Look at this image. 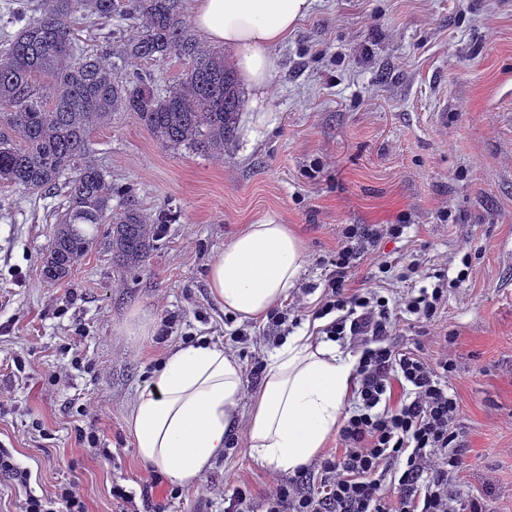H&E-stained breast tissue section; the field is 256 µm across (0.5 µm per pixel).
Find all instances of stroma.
Returning <instances> with one entry per match:
<instances>
[{"label": "stroma", "instance_id": "stroma-1", "mask_svg": "<svg viewBox=\"0 0 512 512\" xmlns=\"http://www.w3.org/2000/svg\"><path fill=\"white\" fill-rule=\"evenodd\" d=\"M273 54L272 123L250 131L238 118L223 157L163 147L125 112L92 130L108 181L148 215L173 217L139 268L100 248L66 282L43 280L66 192L0 186V451L30 470L32 490L71 484L87 512H119L113 486L152 475L129 426L137 388L171 346H226L236 328L207 285L225 245L264 218L288 225L304 243L298 284L312 306L345 227L401 224L347 284L364 287L388 258L385 286L400 295L447 273L440 316L402 321L392 343L430 360L447 351L463 496L512 512V0H316ZM85 431L112 458L94 455ZM230 441L197 485L156 476L150 502L225 512L232 477L261 512L275 475L251 457L245 426Z\"/></svg>", "mask_w": 512, "mask_h": 512}]
</instances>
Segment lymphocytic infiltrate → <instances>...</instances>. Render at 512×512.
Instances as JSON below:
<instances>
[{
    "label": "lymphocytic infiltrate",
    "mask_w": 512,
    "mask_h": 512,
    "mask_svg": "<svg viewBox=\"0 0 512 512\" xmlns=\"http://www.w3.org/2000/svg\"><path fill=\"white\" fill-rule=\"evenodd\" d=\"M403 232L400 224L343 232L336 270L312 316L322 321L323 334L356 346L357 406L343 417L336 453L273 483L264 497L265 512H484L479 500H463L458 484L460 405L447 382L453 364L444 355L429 362L389 341L401 314L431 321L441 313L447 280L437 276L430 286L397 300L378 288L346 286L348 270L365 249ZM396 384L406 388L407 397L394 407ZM314 474L319 484L312 487L308 478ZM388 484L398 486L396 497L386 496Z\"/></svg>",
    "instance_id": "obj_1"
}]
</instances>
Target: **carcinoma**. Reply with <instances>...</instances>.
<instances>
[{"label":"carcinoma","instance_id":"carcinoma-1","mask_svg":"<svg viewBox=\"0 0 512 512\" xmlns=\"http://www.w3.org/2000/svg\"><path fill=\"white\" fill-rule=\"evenodd\" d=\"M184 0H43L30 8L16 0L9 24H21L0 53V185L50 193L66 188L51 245L41 257L48 282L67 280L76 263L101 246L122 267L141 265L154 248L164 211L150 218L129 191L115 192L92 161L93 128L116 112H130L164 147L184 146L214 155L234 139L245 104L236 71L224 51L192 35ZM117 20L96 51L82 49L76 17ZM143 25L127 35L120 22ZM187 58L180 81L161 88L116 61ZM122 196L112 209L113 194ZM109 225L105 236L100 226Z\"/></svg>","mask_w":512,"mask_h":512}]
</instances>
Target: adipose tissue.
Here are the masks:
<instances>
[{
  "mask_svg": "<svg viewBox=\"0 0 512 512\" xmlns=\"http://www.w3.org/2000/svg\"><path fill=\"white\" fill-rule=\"evenodd\" d=\"M315 0H193L195 28L232 52L252 92L250 124L272 119L263 106L276 70L272 54L313 10ZM304 263L301 239L287 225H246L208 271L209 288L239 320L265 316L288 296ZM353 364L301 329L269 354L248 414L251 456L276 473L296 471L325 447L351 397ZM244 393L243 370L224 347L199 341L175 347L132 400L129 424L142 461L182 486L195 485L223 454Z\"/></svg>",
  "mask_w": 512,
  "mask_h": 512,
  "instance_id": "adipose-tissue-1",
  "label": "adipose tissue"
}]
</instances>
